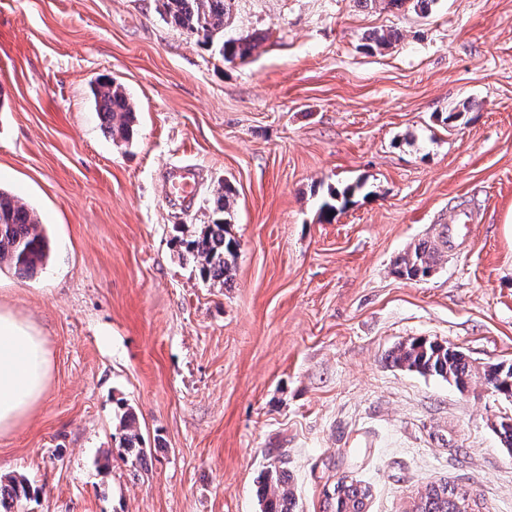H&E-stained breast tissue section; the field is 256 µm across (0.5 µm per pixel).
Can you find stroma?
<instances>
[{"instance_id": "obj_1", "label": "stroma", "mask_w": 512, "mask_h": 512, "mask_svg": "<svg viewBox=\"0 0 512 512\" xmlns=\"http://www.w3.org/2000/svg\"><path fill=\"white\" fill-rule=\"evenodd\" d=\"M375 32L399 38L366 49ZM224 35L257 48L225 61L159 0H0V187L50 241L35 277L0 272V307L52 359L0 436V476L38 491L19 512H261L271 465L296 512H324L342 475L370 486L368 512H411L440 482L512 512V451L490 427L512 398L388 357L428 339L512 363V0H234ZM105 79L135 105L132 144L101 130ZM187 163L184 206L162 181ZM222 183L228 281L179 246ZM424 241L432 274L396 275ZM121 402L139 463L118 446ZM357 188H360V186H346L342 191L331 190L321 205V212L329 216L335 213L338 208L347 207Z\"/></svg>"}]
</instances>
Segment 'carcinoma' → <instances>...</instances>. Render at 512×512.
Wrapping results in <instances>:
<instances>
[{"mask_svg":"<svg viewBox=\"0 0 512 512\" xmlns=\"http://www.w3.org/2000/svg\"><path fill=\"white\" fill-rule=\"evenodd\" d=\"M233 0H161L163 12L178 28L197 38V42L210 45L215 36L224 32L230 20ZM255 48L249 39H230L221 43L220 52L227 61L248 58ZM96 111L105 134L114 141L128 142L133 137L136 110L123 90L111 80L99 81L94 90ZM356 187L332 190L321 205L327 216L351 202ZM231 187L217 189L216 207L211 224L203 235L184 242V250L199 266L204 278L228 279L231 274L230 259L236 255L237 242L228 236L227 201ZM49 239L37 213L22 198L0 188V269L5 267L20 277H29L43 268L49 256ZM438 248L427 241L413 251L405 253L396 262L395 272L408 279H423L432 274L436 265ZM393 364L422 375L440 377L464 390L478 374L496 392L512 397V364L507 372L497 375V368L478 370L466 355L448 343L416 339L396 346L389 354ZM122 431L120 444L136 451L141 459L144 449L141 434L135 426L131 410L119 417ZM500 442L512 448V417H501L492 424ZM257 493L263 502V512H295L296 498L286 472L270 467L258 477ZM35 491L25 477L9 476L0 479V512H15L22 502L34 498ZM371 489L340 477L327 495L332 512H367ZM412 512H476L468 491L447 482L426 486Z\"/></svg>","mask_w":512,"mask_h":512,"instance_id":"obj_1","label":"carcinoma"}]
</instances>
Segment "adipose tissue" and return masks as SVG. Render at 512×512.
Returning <instances> with one entry per match:
<instances>
[{
    "label": "adipose tissue",
    "instance_id": "ef3b65f1",
    "mask_svg": "<svg viewBox=\"0 0 512 512\" xmlns=\"http://www.w3.org/2000/svg\"><path fill=\"white\" fill-rule=\"evenodd\" d=\"M51 370L43 336L0 309V434L21 423L42 398Z\"/></svg>",
    "mask_w": 512,
    "mask_h": 512
}]
</instances>
